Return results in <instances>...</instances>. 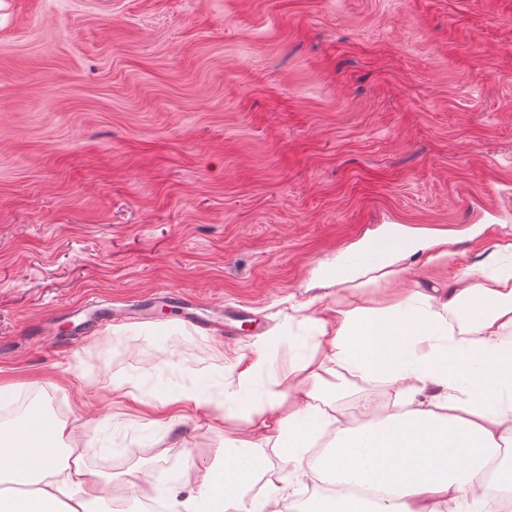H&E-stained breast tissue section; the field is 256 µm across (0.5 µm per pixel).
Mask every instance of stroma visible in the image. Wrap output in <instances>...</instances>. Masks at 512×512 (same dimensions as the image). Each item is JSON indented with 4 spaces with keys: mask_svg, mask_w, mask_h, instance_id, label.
Segmentation results:
<instances>
[{
    "mask_svg": "<svg viewBox=\"0 0 512 512\" xmlns=\"http://www.w3.org/2000/svg\"><path fill=\"white\" fill-rule=\"evenodd\" d=\"M392 224L448 235L362 290L382 305L446 285L512 241V0H0V380L65 425L129 503L204 466L241 355L276 390L310 338L306 286ZM182 290L237 336L158 306ZM135 398L100 391L103 368ZM206 411L159 419L163 392ZM387 385L339 402L390 409ZM267 465L321 490L312 468Z\"/></svg>",
    "mask_w": 512,
    "mask_h": 512,
    "instance_id": "stroma-1",
    "label": "stroma"
}]
</instances>
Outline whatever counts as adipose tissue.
Listing matches in <instances>:
<instances>
[{
    "label": "adipose tissue",
    "mask_w": 512,
    "mask_h": 512,
    "mask_svg": "<svg viewBox=\"0 0 512 512\" xmlns=\"http://www.w3.org/2000/svg\"><path fill=\"white\" fill-rule=\"evenodd\" d=\"M382 241L384 260L361 248L327 277L349 285L348 297L302 304L314 351L298 354L280 390L244 376L225 393L226 418L248 427L232 431L220 462L184 471L183 512H281L294 487L265 464L267 446L294 471L308 465L326 477L332 491L310 512H460L486 475L512 488V459L501 455L512 447V263L495 255L448 287L367 306L362 288L397 279L416 253L448 257L447 237L419 238L399 225ZM352 377L394 387L400 410L343 411L337 400ZM327 433L331 444L316 450ZM64 435L41 410L0 427V512H93L112 483L93 478L83 449L63 446ZM257 484L260 498H248Z\"/></svg>",
    "instance_id": "obj_1"
}]
</instances>
